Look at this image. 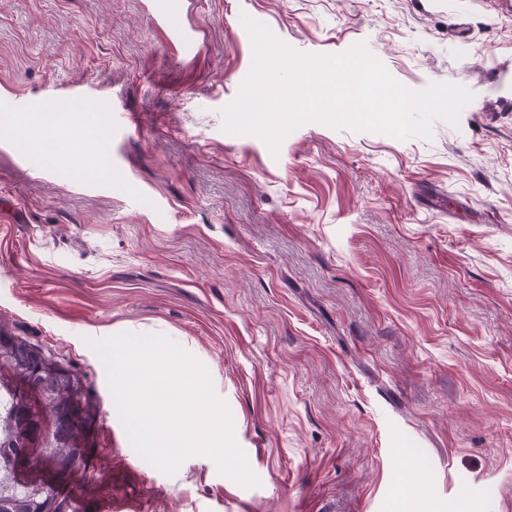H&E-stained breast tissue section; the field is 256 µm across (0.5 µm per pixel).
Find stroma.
I'll list each match as a JSON object with an SVG mask.
<instances>
[{
    "instance_id": "obj_1",
    "label": "stroma",
    "mask_w": 512,
    "mask_h": 512,
    "mask_svg": "<svg viewBox=\"0 0 512 512\" xmlns=\"http://www.w3.org/2000/svg\"><path fill=\"white\" fill-rule=\"evenodd\" d=\"M149 11L0 0V321L91 385L76 512H399L402 495L512 512V0H185L194 57ZM245 15L475 98L429 140L308 122L271 154L222 130L252 64ZM52 83L105 93L70 115L95 172L12 134L11 106ZM123 332L208 368L260 486L198 456L168 477L133 450L90 346Z\"/></svg>"
}]
</instances>
